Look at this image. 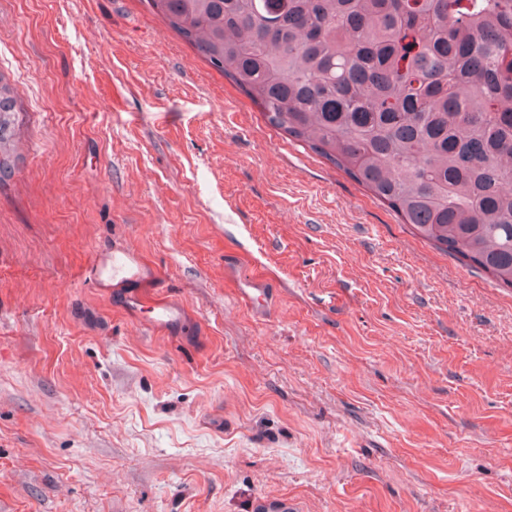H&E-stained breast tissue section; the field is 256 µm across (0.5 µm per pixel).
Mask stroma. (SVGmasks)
Segmentation results:
<instances>
[{
    "label": "stroma",
    "instance_id": "35a3bbf8",
    "mask_svg": "<svg viewBox=\"0 0 512 512\" xmlns=\"http://www.w3.org/2000/svg\"><path fill=\"white\" fill-rule=\"evenodd\" d=\"M0 73V512H512V288L147 0H0ZM124 250L181 332L97 287ZM16 97L15 87L0 73V177L11 170ZM238 291L243 301L256 314L262 315L269 309L272 301V292L262 279L251 278L244 280L239 285Z\"/></svg>",
    "mask_w": 512,
    "mask_h": 512
}]
</instances>
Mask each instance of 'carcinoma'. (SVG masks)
Here are the masks:
<instances>
[{"mask_svg": "<svg viewBox=\"0 0 512 512\" xmlns=\"http://www.w3.org/2000/svg\"><path fill=\"white\" fill-rule=\"evenodd\" d=\"M436 249L512 288V0H147ZM16 89L0 73V177Z\"/></svg>", "mask_w": 512, "mask_h": 512, "instance_id": "cac0c4a2", "label": "carcinoma"}]
</instances>
